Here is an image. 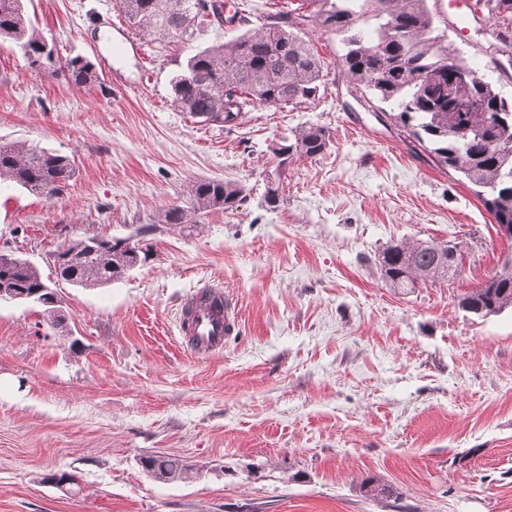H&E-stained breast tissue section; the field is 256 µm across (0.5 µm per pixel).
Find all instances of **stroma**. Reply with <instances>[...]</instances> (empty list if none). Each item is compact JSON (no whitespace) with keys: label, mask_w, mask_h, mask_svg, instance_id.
<instances>
[{"label":"stroma","mask_w":512,"mask_h":512,"mask_svg":"<svg viewBox=\"0 0 512 512\" xmlns=\"http://www.w3.org/2000/svg\"><path fill=\"white\" fill-rule=\"evenodd\" d=\"M428 6L511 100L486 11L462 24L448 0ZM25 9L59 56L93 61L101 84L38 76L0 41V142L76 163L51 200L0 187V250L45 276L50 252L80 236L151 252L110 284L60 285L63 326L38 305L0 304V512H512V307L480 318L458 306L512 242L352 94L340 36H311L324 62L318 100L227 127L172 107L186 48L158 52L115 0ZM311 126L329 131L327 151L296 161L268 207L273 144ZM201 178L235 180L246 196L204 224H151ZM428 239L464 241L462 274L389 288L379 253ZM205 286L229 294L239 328L198 356L179 315ZM155 452L194 470L154 481L139 459ZM251 466L263 479L246 477ZM63 471L75 492L50 482ZM369 477L400 500L364 496Z\"/></svg>","instance_id":"35a3bbf8"}]
</instances>
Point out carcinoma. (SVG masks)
<instances>
[{
	"label": "carcinoma",
	"mask_w": 512,
	"mask_h": 512,
	"mask_svg": "<svg viewBox=\"0 0 512 512\" xmlns=\"http://www.w3.org/2000/svg\"><path fill=\"white\" fill-rule=\"evenodd\" d=\"M308 13H277L228 42L214 43L185 58L171 77L172 106L203 121L238 124L249 108L293 109L318 98L324 61L304 38L301 25L344 35L338 59L354 91L386 118L404 139L438 167L470 185L497 224H512V102L473 63L444 42L427 0H304ZM498 29V46L512 62V0H479ZM128 26L164 51L172 43H189L199 27L245 23L239 11L224 16L223 0H119ZM0 38L13 42L40 76L62 77L74 86L101 85L95 64L82 56L61 58L34 36L23 0H0ZM322 127H309L294 139L275 144L274 180L266 181L265 203L275 208L283 195L281 173L301 158H315L328 148ZM76 173L67 155L24 143L0 142V184L51 199ZM187 205L163 206L155 224H204L216 213L232 211L244 199L243 186L232 180L197 179L188 184ZM71 258L54 268L57 280L75 286H101L136 266L122 240L113 238L90 257L71 239L62 244ZM382 278L392 288L412 290L451 278L452 261L440 243L419 241L387 246L377 258ZM26 290L25 301L46 306L45 279L31 262L0 253V282ZM459 306L478 317L512 307V260L507 259ZM152 478L173 482L192 466L163 453L140 458ZM368 497H390L389 485L361 483Z\"/></svg>",
	"instance_id": "carcinoma-1"
}]
</instances>
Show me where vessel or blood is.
Wrapping results in <instances>:
<instances>
[{"label":"vessel or blood","instance_id":"1","mask_svg":"<svg viewBox=\"0 0 512 512\" xmlns=\"http://www.w3.org/2000/svg\"><path fill=\"white\" fill-rule=\"evenodd\" d=\"M238 317L229 301L192 298L182 309L180 328L194 340L198 354L208 355L224 347L225 336L232 333Z\"/></svg>","mask_w":512,"mask_h":512}]
</instances>
